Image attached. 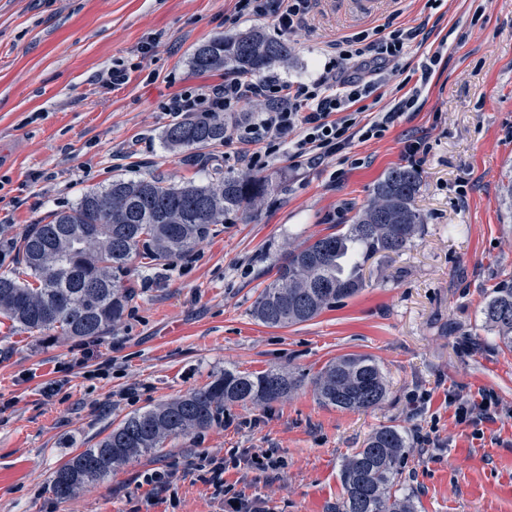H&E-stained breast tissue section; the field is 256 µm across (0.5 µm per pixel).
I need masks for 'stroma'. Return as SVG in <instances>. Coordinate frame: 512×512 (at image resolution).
Masks as SVG:
<instances>
[{
	"mask_svg": "<svg viewBox=\"0 0 512 512\" xmlns=\"http://www.w3.org/2000/svg\"><path fill=\"white\" fill-rule=\"evenodd\" d=\"M234 0H0V218L16 229L44 224L86 191L112 180L161 177L203 183L241 173L237 153L199 156L164 146L174 116L159 105L188 86L223 82V70L193 68L195 47L230 36ZM420 28L401 59L385 110L405 76H416L440 40L417 111L382 139L353 143L322 164L292 167L287 156L262 174L272 186L254 219L217 225L173 262L136 269L124 323L96 339H58L0 316V512H224V497L189 471L205 453L276 449V473L226 470V483L269 512H333L343 496L345 457L383 426L407 430L400 489L417 512H512V352L485 327L491 288L512 276V213L501 186L512 179V0H315L310 29L283 37L269 18L245 19L286 38L291 54L271 73L305 78L326 43L391 18ZM157 49L129 80H96L113 62ZM429 145L417 207L426 223L400 254L364 267L367 286L313 320L271 328L251 308L289 245L353 223L375 183L406 165L404 143ZM372 356L390 392L381 407L341 410L312 386L288 399L234 406L212 426L172 437L104 480L62 501L50 477L94 447L126 416L205 386L225 369L276 367L314 376L349 354ZM493 392L501 416L483 438L457 424L448 393L480 400ZM439 447L422 452L419 436ZM174 473L166 490L144 477Z\"/></svg>",
	"mask_w": 512,
	"mask_h": 512,
	"instance_id": "35a3bbf8",
	"label": "stroma"
}]
</instances>
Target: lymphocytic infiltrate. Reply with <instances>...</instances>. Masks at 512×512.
<instances>
[{"label":"lymphocytic infiltrate","mask_w":512,"mask_h":512,"mask_svg":"<svg viewBox=\"0 0 512 512\" xmlns=\"http://www.w3.org/2000/svg\"><path fill=\"white\" fill-rule=\"evenodd\" d=\"M311 7L312 0H236L226 21L233 26L244 17L271 16L281 30L295 34L306 29ZM419 34L418 28L390 22L367 28L331 42L325 65L311 78L228 75L218 85L181 90L161 109L178 116L228 114L261 104L252 121L235 126L224 139L228 145L258 144V151L247 156L248 168H266L283 150L294 166L319 164L354 142L381 138L405 113L416 111L421 93L416 86L388 110L371 112L369 103L383 97L397 63Z\"/></svg>","instance_id":"lymphocytic-infiltrate-1"}]
</instances>
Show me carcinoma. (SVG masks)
<instances>
[{
  "mask_svg": "<svg viewBox=\"0 0 512 512\" xmlns=\"http://www.w3.org/2000/svg\"><path fill=\"white\" fill-rule=\"evenodd\" d=\"M289 55L288 43L249 28L197 45L192 65L257 76ZM225 136L220 113L190 112L166 129L163 140L171 149L192 151L222 146ZM420 184L417 169L393 167L374 185L354 223L288 249L254 302L256 319L269 327L297 325L359 294L366 287L367 261L404 251L426 224L415 204ZM268 191V178L246 174L226 173L201 186H176L159 177L118 179L82 194L45 224H29L15 234L13 225L0 224V237L10 236L13 261L22 265L17 273L0 274V315L30 332L98 338L126 316L135 295L134 265L171 261L207 238L213 226L258 216ZM482 315L511 351V278L491 289ZM304 382V376L281 368L256 374L226 368L208 385L112 428L96 447L54 472L53 492L68 499L168 438L211 426L230 406L280 401ZM312 384L322 402L349 411L377 408L388 396L379 364L361 354L329 362ZM407 453L406 430H376L343 464L344 493L336 512H414L412 500L399 495Z\"/></svg>",
  "mask_w": 512,
  "mask_h": 512,
  "instance_id": "cac0c4a2",
  "label": "carcinoma"
}]
</instances>
